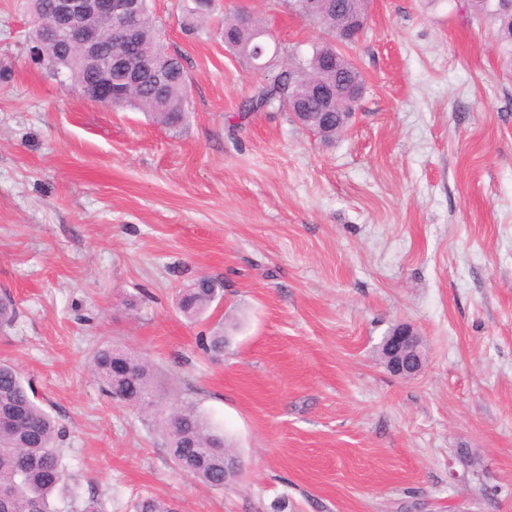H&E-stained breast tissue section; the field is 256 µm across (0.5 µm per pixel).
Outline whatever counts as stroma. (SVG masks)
I'll return each instance as SVG.
<instances>
[{
    "mask_svg": "<svg viewBox=\"0 0 512 512\" xmlns=\"http://www.w3.org/2000/svg\"><path fill=\"white\" fill-rule=\"evenodd\" d=\"M150 0L188 74L172 136L32 60L24 0H0V360L66 429L63 462L104 512H512V58L464 0H372L347 57L355 118L330 141L279 110L237 114L324 41L281 0ZM249 11L284 50L254 72L224 45ZM224 297L177 309L201 276ZM421 337L413 378L381 357ZM223 327L221 358L198 346ZM147 358L159 407L223 428L236 483L172 462L155 416L103 395L104 342ZM383 346L385 364L395 375L409 379L421 370L424 353L420 337L409 325L399 324L392 328Z\"/></svg>",
    "mask_w": 512,
    "mask_h": 512,
    "instance_id": "1",
    "label": "stroma"
}]
</instances>
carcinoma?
<instances>
[{
    "mask_svg": "<svg viewBox=\"0 0 512 512\" xmlns=\"http://www.w3.org/2000/svg\"><path fill=\"white\" fill-rule=\"evenodd\" d=\"M50 2L28 0V9L36 22L30 34L31 55L55 74L65 70L78 79L95 80L96 67L84 63L79 45L41 34ZM290 2L296 14L319 24L328 39L314 45L311 55L305 59L292 56L290 67L250 99L247 112L275 107L286 112L288 102H295L301 112L295 113L293 119L307 129L311 122L304 120L303 114L315 107V88L321 83L334 84L338 79H348L360 74V70L344 55L340 58L344 70L326 71L322 67L324 57L334 50L336 29L347 22L344 12H336L338 0H311L307 9L301 5L302 0ZM466 6L476 18L494 28L503 52L512 58V13L499 11L492 0H466ZM119 27L115 19L100 23L103 55L114 53V31ZM262 30L261 21L254 18L247 27L236 12L224 19V45L252 64H265L268 70L274 66L276 56L269 55L270 46L257 36ZM138 37L151 48L144 72H167L171 77L159 94L148 76L139 85L130 87L122 73L112 71L115 106L147 112L176 135L187 118V72L182 57L160 40L157 21L146 0L142 3ZM196 284L198 287L189 289L179 302L180 312L189 320L199 318L222 297L219 279L204 276ZM16 317L11 299L1 297L0 326L12 325ZM199 346L210 357H221L224 354L222 331L218 329L211 336L200 337ZM89 369L102 393L111 399L140 409L155 407L154 368L148 360L106 342L93 351ZM159 424L175 466L211 489H224V457L234 460L236 455L217 427L189 402L160 414ZM65 437L66 429L37 402L32 384L15 366L0 362V512H58L53 501L63 497L71 498V512H103L98 500L92 497L82 500L71 484L63 464L61 445ZM133 510L177 512L173 503L151 496L139 499Z\"/></svg>",
    "mask_w": 512,
    "mask_h": 512,
    "instance_id": "cac0c4a2",
    "label": "carcinoma"
}]
</instances>
